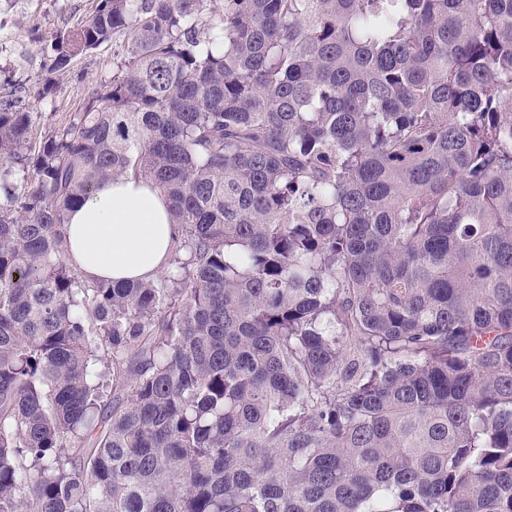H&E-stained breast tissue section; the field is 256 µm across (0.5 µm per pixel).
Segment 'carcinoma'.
<instances>
[{
    "mask_svg": "<svg viewBox=\"0 0 512 512\" xmlns=\"http://www.w3.org/2000/svg\"><path fill=\"white\" fill-rule=\"evenodd\" d=\"M0 101V512H512V0H97ZM132 175L169 267L88 281ZM96 4V0H0V95L22 85V104L38 112L30 132L37 145L72 112L96 103L124 57L126 41L115 35L96 50L78 55L67 67L49 70L52 43L88 19ZM174 233L167 198L132 176L90 193L65 224L69 252L88 280L154 279L167 269Z\"/></svg>",
    "mask_w": 512,
    "mask_h": 512,
    "instance_id": "obj_1",
    "label": "carcinoma"
}]
</instances>
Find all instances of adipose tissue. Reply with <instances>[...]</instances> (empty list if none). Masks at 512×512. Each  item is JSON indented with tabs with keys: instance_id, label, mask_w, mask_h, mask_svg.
Here are the masks:
<instances>
[{
	"instance_id": "ef3b65f1",
	"label": "adipose tissue",
	"mask_w": 512,
	"mask_h": 512,
	"mask_svg": "<svg viewBox=\"0 0 512 512\" xmlns=\"http://www.w3.org/2000/svg\"><path fill=\"white\" fill-rule=\"evenodd\" d=\"M175 233L169 202L149 180L124 177L90 193L68 214V249L89 280L149 281L166 270Z\"/></svg>"
}]
</instances>
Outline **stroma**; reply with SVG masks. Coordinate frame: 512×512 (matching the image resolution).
I'll return each mask as SVG.
<instances>
[{
    "instance_id": "1",
    "label": "stroma",
    "mask_w": 512,
    "mask_h": 512,
    "mask_svg": "<svg viewBox=\"0 0 512 512\" xmlns=\"http://www.w3.org/2000/svg\"><path fill=\"white\" fill-rule=\"evenodd\" d=\"M97 0H0V95L21 85L24 105L38 115L30 132L39 142L70 114L95 102L112 79L126 42L114 36L99 48L50 70L51 46L93 13Z\"/></svg>"
}]
</instances>
